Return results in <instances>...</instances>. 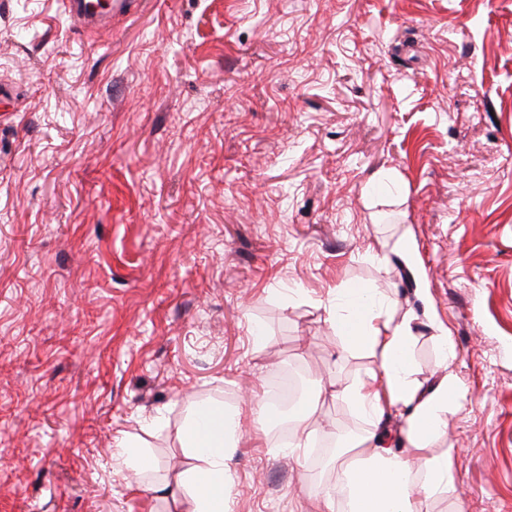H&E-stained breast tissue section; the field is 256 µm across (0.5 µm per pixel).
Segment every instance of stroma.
<instances>
[{
    "mask_svg": "<svg viewBox=\"0 0 512 512\" xmlns=\"http://www.w3.org/2000/svg\"><path fill=\"white\" fill-rule=\"evenodd\" d=\"M361 287L417 313L424 384L454 340L456 489L421 512H512V0H140L85 30L0 0V512H171L197 406L373 369L326 311ZM325 424L366 428L328 395ZM241 431L228 512H313L314 444ZM121 448L122 450L116 458L117 466L129 469L138 476L153 469V457L140 449L142 446L137 437L128 436L122 443Z\"/></svg>",
    "mask_w": 512,
    "mask_h": 512,
    "instance_id": "35a3bbf8",
    "label": "stroma"
}]
</instances>
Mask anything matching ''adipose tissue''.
I'll list each match as a JSON object with an SVG mask.
<instances>
[{"label": "adipose tissue", "instance_id": "1", "mask_svg": "<svg viewBox=\"0 0 512 512\" xmlns=\"http://www.w3.org/2000/svg\"><path fill=\"white\" fill-rule=\"evenodd\" d=\"M327 311L347 348L369 356L375 371L338 390L368 424L338 448L339 477L326 485L315 512H419V504L455 488L452 448L436 450L450 412L461 401L453 338L441 331L438 375L431 385L416 377L410 318L393 321L385 298L371 288L337 291ZM400 416V449L386 446L379 426L386 413ZM237 413L197 407L178 432L187 462L179 476L186 494L175 512H224L227 471L224 457L237 435Z\"/></svg>", "mask_w": 512, "mask_h": 512}]
</instances>
